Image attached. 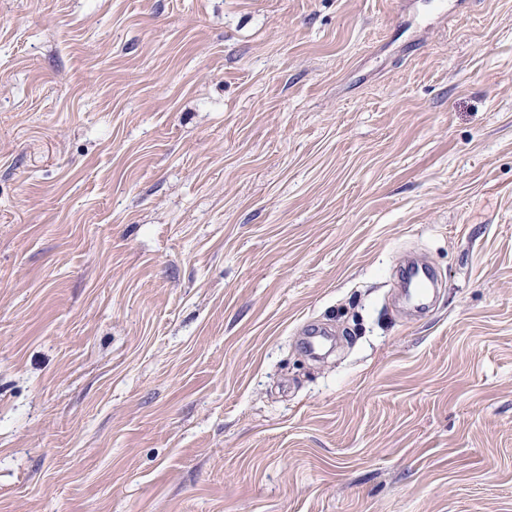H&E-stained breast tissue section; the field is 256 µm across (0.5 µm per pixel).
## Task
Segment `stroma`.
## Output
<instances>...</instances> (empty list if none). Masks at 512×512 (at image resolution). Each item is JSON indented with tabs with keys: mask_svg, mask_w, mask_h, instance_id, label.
<instances>
[{
	"mask_svg": "<svg viewBox=\"0 0 512 512\" xmlns=\"http://www.w3.org/2000/svg\"><path fill=\"white\" fill-rule=\"evenodd\" d=\"M0 512H512V0H0Z\"/></svg>",
	"mask_w": 512,
	"mask_h": 512,
	"instance_id": "1",
	"label": "stroma"
}]
</instances>
